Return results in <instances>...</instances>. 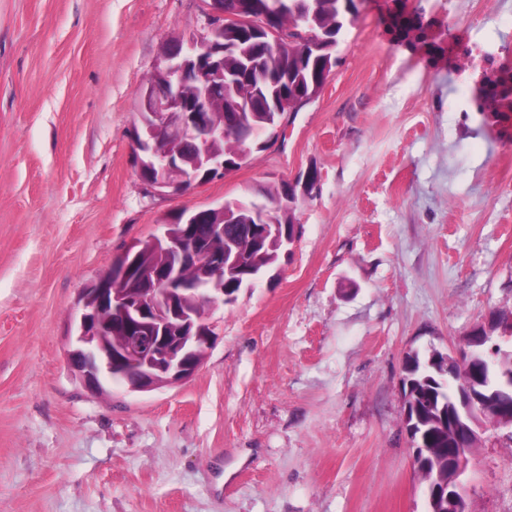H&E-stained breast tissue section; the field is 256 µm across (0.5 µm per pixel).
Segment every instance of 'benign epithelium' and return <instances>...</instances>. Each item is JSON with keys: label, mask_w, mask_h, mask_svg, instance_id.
<instances>
[{"label": "benign epithelium", "mask_w": 512, "mask_h": 512, "mask_svg": "<svg viewBox=\"0 0 512 512\" xmlns=\"http://www.w3.org/2000/svg\"><path fill=\"white\" fill-rule=\"evenodd\" d=\"M204 33L187 38L177 49H164L152 79L138 98V111L144 113L146 136L135 149L140 179L156 191L183 192L194 182L224 177L234 169L214 144L232 132L245 140L251 127L247 115L258 108L255 98H229L221 105L228 122L214 118L211 104L224 91V84L235 76L224 77L211 63L210 54L224 44V28L237 23L250 33L261 34L273 44L281 35L280 20L293 6V0H268L264 5L250 2L242 10H224V0H205ZM226 45V44H224ZM226 49L235 46L228 44ZM183 141L197 148L191 169L174 148ZM296 185L273 192L263 202H226L225 224L236 223L243 207L251 209L252 219L241 233L262 235L288 250L295 234L288 233L293 222ZM224 238V224H211L207 235L196 234L194 221H188L178 240L163 233L154 239L159 261L152 275L131 295L123 290L130 264L111 266L95 284L86 289L75 316L69 360L85 387L92 392L127 377V389L141 393L178 384L195 374L212 344L211 324L201 307L213 308L231 299L224 289V250L213 243ZM196 268L211 287L198 288L182 271ZM489 325L473 327L459 340L451 354L434 355L432 367L446 376L454 388L451 402L455 414L448 424L452 437L451 453L444 473L425 485L428 512H464L465 494L459 481L468 455L477 439L476 426L485 417L497 425L512 427V363L503 364L501 347L490 344ZM413 443L412 466L427 470L430 456L411 426H406Z\"/></svg>", "instance_id": "obj_1"}]
</instances>
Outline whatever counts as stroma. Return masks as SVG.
I'll list each match as a JSON object with an SVG mask.
<instances>
[{
	"label": "stroma",
	"instance_id": "stroma-1",
	"mask_svg": "<svg viewBox=\"0 0 512 512\" xmlns=\"http://www.w3.org/2000/svg\"><path fill=\"white\" fill-rule=\"evenodd\" d=\"M202 0H0V512H427L408 352L512 312V127L458 112L448 33L512 52V0H362L322 92L221 179L160 195L137 92ZM316 170L276 269L208 320L183 383L90 392L66 361L85 288L181 209ZM512 512V427L460 477ZM410 385L407 383V393H406V413H405V424L406 430L410 435L411 441L413 443V454H412V466L419 472H423L427 470L429 461L428 457L430 456V452L428 448H425L424 444L421 443L416 436H414V429L412 426L408 425L409 413L411 406L415 405L414 400L410 397Z\"/></svg>",
	"mask_w": 512,
	"mask_h": 512
}]
</instances>
